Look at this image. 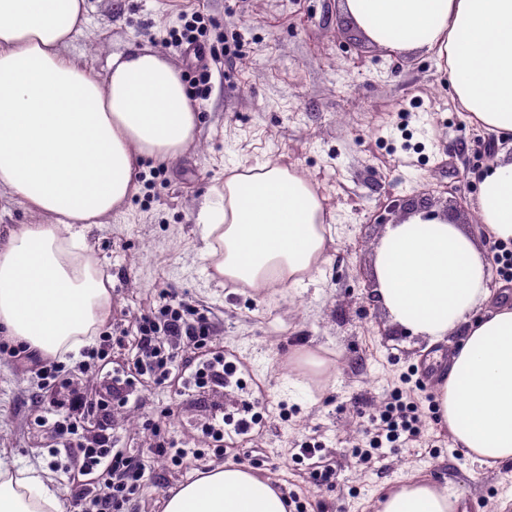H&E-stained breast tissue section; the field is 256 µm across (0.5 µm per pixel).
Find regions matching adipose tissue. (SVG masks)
<instances>
[{
  "label": "adipose tissue",
  "instance_id": "ef3b65f1",
  "mask_svg": "<svg viewBox=\"0 0 512 512\" xmlns=\"http://www.w3.org/2000/svg\"><path fill=\"white\" fill-rule=\"evenodd\" d=\"M376 46L444 63L454 96L482 130L512 140V0H341ZM87 0H0V190L42 216L0 235V328L43 358L79 353L105 323L111 292L87 245L93 225L137 192L141 161H171L197 138L200 114L180 71L145 46L112 55L105 79L64 49ZM471 231L417 212L388 225L373 254V294L391 321L429 346L456 337L435 382L443 427L473 462L512 463V306L492 293L484 243H512V154L477 174ZM200 209L215 278L253 294L314 281L335 243L334 216L297 167L235 163ZM336 365L288 356L289 385L327 381ZM275 479L244 465L211 468L162 512H288ZM447 484L414 476L373 512H459ZM0 512H64L48 473L0 453Z\"/></svg>",
  "mask_w": 512,
  "mask_h": 512
}]
</instances>
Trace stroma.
<instances>
[{
	"label": "stroma",
	"instance_id": "1",
	"mask_svg": "<svg viewBox=\"0 0 512 512\" xmlns=\"http://www.w3.org/2000/svg\"><path fill=\"white\" fill-rule=\"evenodd\" d=\"M189 5L210 23L211 92L198 103V139L167 163L166 175L154 176L156 161H144L137 192L89 231L87 244L112 279L105 325L117 337L112 370L132 367L135 343L127 329L156 306L161 290L172 289L207 310L217 342L239 359L248 387L206 389L226 418L218 444L205 434L207 419L185 380L159 385L144 376L128 386V401L112 404V434L152 473L129 512H162L170 490L227 462L275 478L308 512H372L382 489L412 476L447 482L466 512H512V467L473 464L433 420H425L419 441L382 448L365 463L354 456L366 442L364 413L433 353L367 299L374 248L395 220L386 209L389 196L416 200L427 193L431 210L450 209L466 225L477 224L473 176L491 155L473 144L476 127L467 112L430 111L433 97L452 96L447 74L432 55L393 54L368 42L340 14L338 0ZM87 7L89 22L68 52L98 75H105L109 55L144 45L189 75L184 57L166 44L182 26L170 0H87ZM232 34L239 47L228 59L224 39ZM258 159L295 165L318 184L335 216L336 240L317 284L263 299L218 285L202 256L199 219L226 166ZM302 345L338 362L328 387L309 397L289 386L280 366ZM39 393L35 373L0 356V450L19 466L47 471L68 508L78 488L52 463L53 449L65 440L53 426V406L35 409ZM243 399L257 402L262 422L240 435L233 418ZM161 419L176 447L202 449V456L181 469L154 457L152 424ZM311 439L334 461L335 485L310 483L305 465L295 461ZM218 445L223 455L215 454Z\"/></svg>",
	"mask_w": 512,
	"mask_h": 512
}]
</instances>
